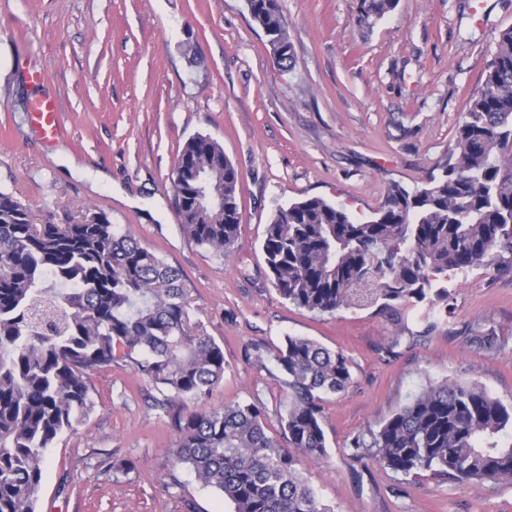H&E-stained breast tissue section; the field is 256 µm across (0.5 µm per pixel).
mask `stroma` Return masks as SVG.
<instances>
[{"label": "stroma", "instance_id": "obj_1", "mask_svg": "<svg viewBox=\"0 0 512 512\" xmlns=\"http://www.w3.org/2000/svg\"><path fill=\"white\" fill-rule=\"evenodd\" d=\"M399 0L359 20L361 0H280L295 47L281 69L245 0H0V189L40 224L107 214L184 276L191 321L224 348L223 382L197 411L264 406L278 436L284 336L342 352L353 380L325 397V462L301 469L333 512H512V482L463 485L381 466L355 439L428 384L464 380L512 404V274L448 283L451 315L422 335L412 304L317 314L283 299L264 262L265 228L309 197L372 216L388 188L424 186L454 145L512 0ZM44 71L28 82L29 67ZM54 97L61 131L31 129L32 97ZM211 136L237 168L243 223L219 259L183 232L171 180L185 142ZM492 330L493 355L469 329ZM94 408L51 449L37 512H230L170 453L160 391L115 363L91 377Z\"/></svg>", "mask_w": 512, "mask_h": 512}]
</instances>
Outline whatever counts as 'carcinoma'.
Wrapping results in <instances>:
<instances>
[{
    "label": "carcinoma",
    "mask_w": 512,
    "mask_h": 512,
    "mask_svg": "<svg viewBox=\"0 0 512 512\" xmlns=\"http://www.w3.org/2000/svg\"><path fill=\"white\" fill-rule=\"evenodd\" d=\"M250 16L289 67L294 46L279 0H248ZM397 0H363L362 18ZM423 187L392 184L366 220L310 197L278 207L262 250L271 282L293 305L333 314L352 305L426 304L417 321L436 331L449 292L436 282L484 267L512 272V27L500 31L480 89L467 103L454 147ZM240 175L220 143L197 134L183 146L172 190L183 232L226 259L243 215ZM470 342L492 354L498 339ZM288 390L268 434L266 412L233 402L173 410L174 463L229 502L232 512H333L298 465L327 458L322 403L352 373L343 353L286 336L276 355ZM125 362L181 401L224 380V349L191 324L183 276L103 212L76 224H38L0 191V512H36L48 452L89 416L90 376ZM381 465L430 471L464 485L512 481V405L477 383L429 384L372 433Z\"/></svg>",
    "instance_id": "1"
}]
</instances>
